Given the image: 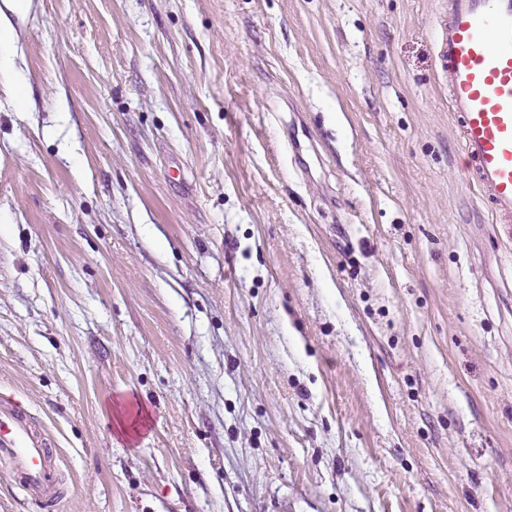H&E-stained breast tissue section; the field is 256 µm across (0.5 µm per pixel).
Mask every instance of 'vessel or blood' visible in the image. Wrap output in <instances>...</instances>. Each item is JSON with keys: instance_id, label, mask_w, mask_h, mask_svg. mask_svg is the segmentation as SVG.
Wrapping results in <instances>:
<instances>
[{"instance_id": "vessel-or-blood-1", "label": "vessel or blood", "mask_w": 512, "mask_h": 512, "mask_svg": "<svg viewBox=\"0 0 512 512\" xmlns=\"http://www.w3.org/2000/svg\"><path fill=\"white\" fill-rule=\"evenodd\" d=\"M437 58L468 178L494 223H512V0H448ZM0 461L35 500L61 498L52 441L22 402L0 399Z\"/></svg>"}]
</instances>
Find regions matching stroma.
I'll return each mask as SVG.
<instances>
[{"label":"stroma","mask_w":512,"mask_h":512,"mask_svg":"<svg viewBox=\"0 0 512 512\" xmlns=\"http://www.w3.org/2000/svg\"><path fill=\"white\" fill-rule=\"evenodd\" d=\"M448 0H28L0 48V512H512V232ZM52 441L44 426L19 400L0 399V461L18 486L35 500L60 499Z\"/></svg>","instance_id":"35a3bbf8"}]
</instances>
